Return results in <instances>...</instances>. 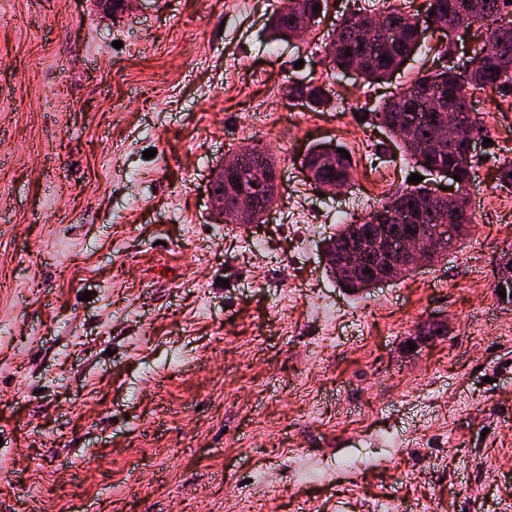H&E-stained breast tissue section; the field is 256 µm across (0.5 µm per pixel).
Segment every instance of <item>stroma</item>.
Listing matches in <instances>:
<instances>
[{
    "mask_svg": "<svg viewBox=\"0 0 512 512\" xmlns=\"http://www.w3.org/2000/svg\"><path fill=\"white\" fill-rule=\"evenodd\" d=\"M284 3L138 0L107 16L95 0H0V512L512 501V305L493 291L512 252L497 172L512 89L468 95L487 136L469 233L348 293L322 245L338 210L366 212L417 172L374 113L441 68L443 38L373 85L326 53L354 0L274 41ZM318 143L350 155L345 191L306 178ZM254 145L276 158L277 207L214 221L212 168ZM440 322L447 334L428 335Z\"/></svg>",
    "mask_w": 512,
    "mask_h": 512,
    "instance_id": "1",
    "label": "stroma"
}]
</instances>
